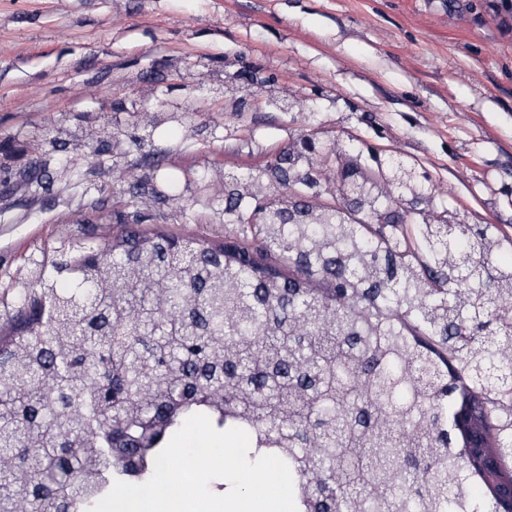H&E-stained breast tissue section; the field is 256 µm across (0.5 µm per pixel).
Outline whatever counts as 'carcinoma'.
<instances>
[{
	"label": "carcinoma",
	"instance_id": "1",
	"mask_svg": "<svg viewBox=\"0 0 512 512\" xmlns=\"http://www.w3.org/2000/svg\"><path fill=\"white\" fill-rule=\"evenodd\" d=\"M192 113L135 112L151 140ZM297 151L288 166L307 173ZM353 165L375 184L396 164ZM274 180L224 190L239 235L188 242L132 227L96 249L74 239L0 301V512H82L116 480L142 483L192 414L238 427L282 458L306 512H484L457 430L483 392L486 436L512 461V238L487 224H355L332 205L310 224L293 196L249 223ZM288 207V223L278 214ZM277 254L282 263L268 257ZM224 381V401L209 394Z\"/></svg>",
	"mask_w": 512,
	"mask_h": 512
}]
</instances>
